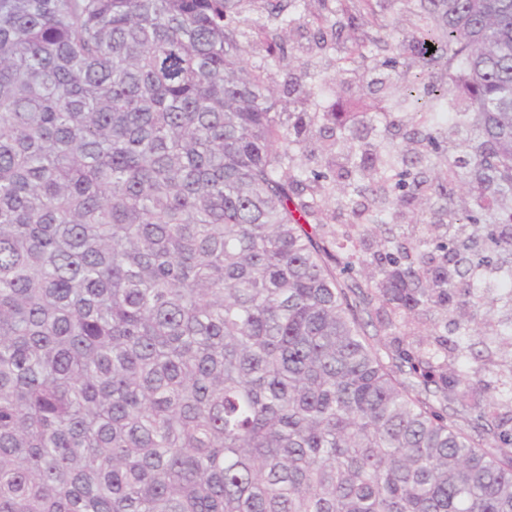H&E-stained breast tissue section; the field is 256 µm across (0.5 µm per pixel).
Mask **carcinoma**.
<instances>
[{"mask_svg": "<svg viewBox=\"0 0 512 512\" xmlns=\"http://www.w3.org/2000/svg\"><path fill=\"white\" fill-rule=\"evenodd\" d=\"M506 200L512 0H0V512H512Z\"/></svg>", "mask_w": 512, "mask_h": 512, "instance_id": "obj_1", "label": "carcinoma"}]
</instances>
